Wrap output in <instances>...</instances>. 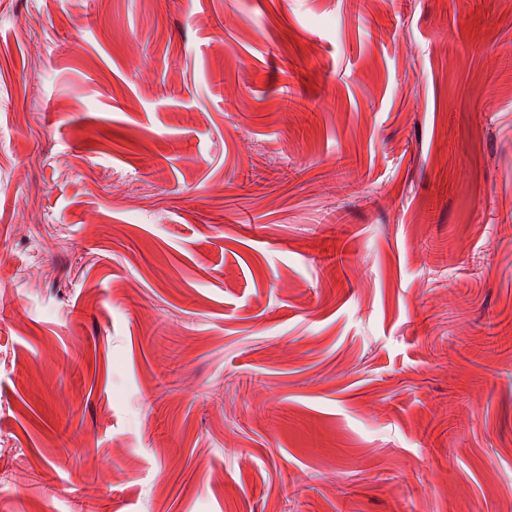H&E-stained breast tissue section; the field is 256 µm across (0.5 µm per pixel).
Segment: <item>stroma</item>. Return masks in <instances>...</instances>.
<instances>
[{"mask_svg":"<svg viewBox=\"0 0 512 512\" xmlns=\"http://www.w3.org/2000/svg\"><path fill=\"white\" fill-rule=\"evenodd\" d=\"M0 512H512V0H0Z\"/></svg>","mask_w":512,"mask_h":512,"instance_id":"1","label":"stroma"}]
</instances>
